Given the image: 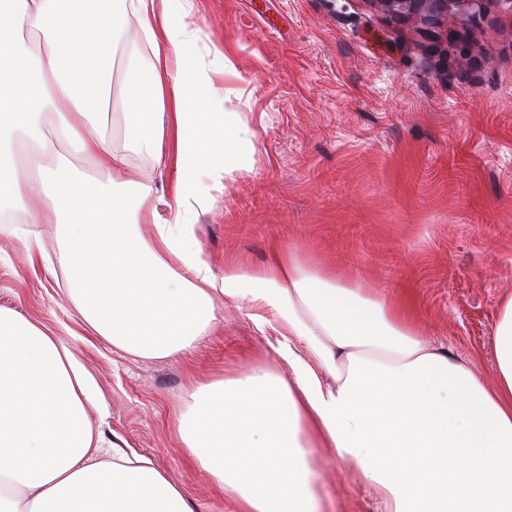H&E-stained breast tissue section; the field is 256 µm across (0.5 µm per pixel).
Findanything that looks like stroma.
Masks as SVG:
<instances>
[{
	"label": "stroma",
	"instance_id": "35a3bbf8",
	"mask_svg": "<svg viewBox=\"0 0 512 512\" xmlns=\"http://www.w3.org/2000/svg\"><path fill=\"white\" fill-rule=\"evenodd\" d=\"M197 63L224 110L254 132L245 165L223 188L202 182L197 238L216 275L292 250L342 283L412 297L425 337L472 359L493 384V329L512 297V19L482 33L451 20L438 31L391 20L368 0H194ZM118 181L170 188L172 166L133 153ZM0 237V307L73 349L105 416L94 433L149 457L182 484L195 512H234L191 465L175 415L200 381L261 361L286 365L254 323L217 300L216 329L189 353L142 358L92 332L67 297L61 227L15 213ZM35 236L54 269L31 268ZM326 512H378L346 462L314 453Z\"/></svg>",
	"mask_w": 512,
	"mask_h": 512
}]
</instances>
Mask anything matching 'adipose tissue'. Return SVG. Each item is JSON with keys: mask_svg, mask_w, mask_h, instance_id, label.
I'll use <instances>...</instances> for the list:
<instances>
[{"mask_svg": "<svg viewBox=\"0 0 512 512\" xmlns=\"http://www.w3.org/2000/svg\"><path fill=\"white\" fill-rule=\"evenodd\" d=\"M132 17L154 58L118 67L112 48ZM26 27L39 38L34 57L15 48ZM196 37L193 0H0V235L15 233L2 221L10 211L35 224L67 219L68 295L93 332L134 356L191 350L215 327V295L247 311L287 373L258 363L199 383L177 419L189 459L236 512H320L316 448L353 463L383 512H512V298L494 330L490 387L472 360L419 336L412 304L389 306L293 253L216 277L196 238L199 178L223 187L253 133L227 122L223 88L188 65ZM116 67L120 149L89 131ZM49 113L94 157L89 177L46 165L38 146ZM20 134L37 146L22 161ZM132 152L174 166L171 220L149 207L152 185L113 190ZM101 410L76 355L0 308V474L16 486L0 492V512H193L182 485L150 460L116 446L98 461L88 417ZM228 448L254 458L226 457ZM380 448L397 449L390 466Z\"/></svg>", "mask_w": 512, "mask_h": 512, "instance_id": "ef3b65f1", "label": "adipose tissue"}]
</instances>
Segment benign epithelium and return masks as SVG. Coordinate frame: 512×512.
Here are the masks:
<instances>
[{"label": "benign epithelium", "mask_w": 512, "mask_h": 512, "mask_svg": "<svg viewBox=\"0 0 512 512\" xmlns=\"http://www.w3.org/2000/svg\"><path fill=\"white\" fill-rule=\"evenodd\" d=\"M396 20L438 27L450 18L472 25L481 22L490 10L512 18V0H368Z\"/></svg>", "instance_id": "obj_1"}]
</instances>
